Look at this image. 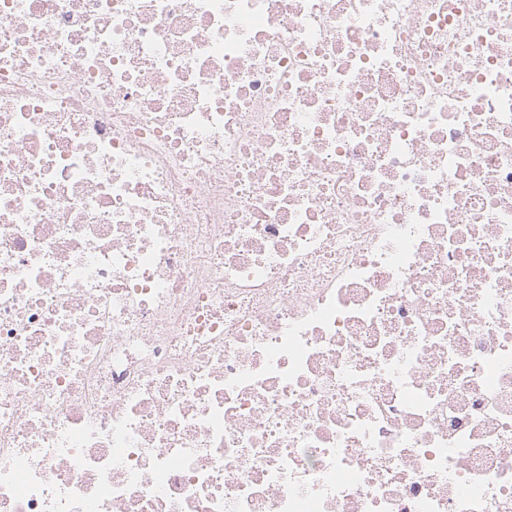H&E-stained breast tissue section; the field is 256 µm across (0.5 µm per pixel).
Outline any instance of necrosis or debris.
<instances>
[{
    "label": "necrosis or debris",
    "mask_w": 512,
    "mask_h": 512,
    "mask_svg": "<svg viewBox=\"0 0 512 512\" xmlns=\"http://www.w3.org/2000/svg\"><path fill=\"white\" fill-rule=\"evenodd\" d=\"M0 512H512V0H0Z\"/></svg>",
    "instance_id": "obj_1"
}]
</instances>
